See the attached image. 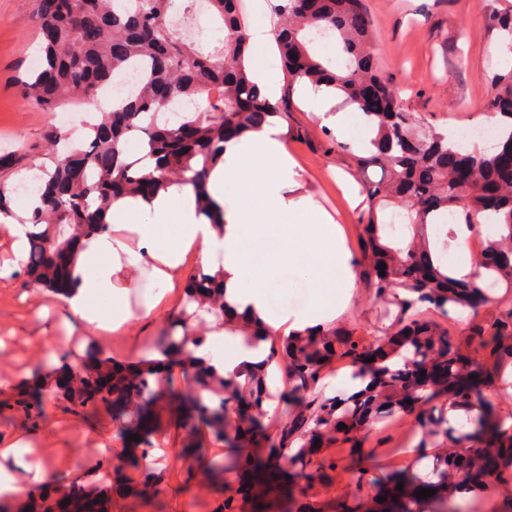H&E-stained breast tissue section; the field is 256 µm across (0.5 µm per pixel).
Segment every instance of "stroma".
Returning a JSON list of instances; mask_svg holds the SVG:
<instances>
[{"instance_id":"35a3bbf8","label":"stroma","mask_w":512,"mask_h":512,"mask_svg":"<svg viewBox=\"0 0 512 512\" xmlns=\"http://www.w3.org/2000/svg\"><path fill=\"white\" fill-rule=\"evenodd\" d=\"M376 34L375 62L395 88L399 101L438 131H460L483 123L486 101L494 93L493 74L512 65L495 50L504 36L493 18L512 15V0H364ZM35 0H0V156L16 165H39L47 152V132L53 120L25 104L18 75L39 68L41 57ZM253 68H265L278 77L283 114L276 124L289 153L301 168L306 189L339 224L345 246L354 260L362 258L360 208L351 207L336 182L347 174L357 185L378 179L379 169L356 170L352 155L360 141L337 145L319 117L304 105L292 88L278 51L253 54ZM8 240L0 238V441H27L34 457L48 462L60 481L78 479L90 494L103 487V473L112 459L101 447L129 448L127 419L102 406L94 414L69 408L55 396L52 386L38 380L66 363L67 352L94 349L113 363L134 366L157 353L172 320L181 310L185 288L166 296L165 309L155 319L131 322L121 334L86 336L80 322L53 298L51 291L32 287L23 268L13 267ZM503 289H495L493 302L480 310L439 319L454 344L470 351L478 346L472 328L499 314ZM380 308L367 285H360L334 328L372 336L383 327ZM39 391L38 402L24 408L22 400ZM149 462L160 478V496L131 499L116 494L109 512H221L226 484H211L196 467V456L186 454L187 429L173 409L162 412L149 433ZM418 442L413 416L399 415L374 426L360 441L358 455L368 470L362 486L352 480L353 462L347 450L323 448L335 457L334 482L315 486L314 503L341 508L355 493L373 499L381 475L412 469L407 449Z\"/></svg>"}]
</instances>
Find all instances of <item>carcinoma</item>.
Returning a JSON list of instances; mask_svg holds the SVG:
<instances>
[{
    "label": "carcinoma",
    "mask_w": 512,
    "mask_h": 512,
    "mask_svg": "<svg viewBox=\"0 0 512 512\" xmlns=\"http://www.w3.org/2000/svg\"><path fill=\"white\" fill-rule=\"evenodd\" d=\"M198 3L221 22L224 37L213 51H204L169 23L173 15L190 17ZM270 9L289 80L336 88L347 102L361 104L373 123L370 155L354 156L359 170L381 171L364 187L369 206L360 218L359 267L388 325L369 341L336 329L306 328L278 344L266 338L256 320H226L224 330L241 336L244 346L263 358L223 374L195 355L207 337L188 332L187 321L219 320L227 309L220 276L200 274L188 285L182 311L162 340L164 359H146L116 378L111 360L89 350L84 354L92 359L89 369L62 374L56 386L83 409L129 407L144 429L164 374L179 368L191 385L181 398L190 426L203 424L211 439L232 448H264L261 458L244 457L247 488L262 496L285 470L302 481L288 512H322L307 502L308 490L336 479V461L317 456L314 442L354 452L365 430L388 416L414 413L417 447L433 458L428 480L414 484L391 477L381 493L384 502L364 512H476L477 498L494 483L512 479V411L490 410L481 388L482 376L502 375L512 365V302L500 317L475 329L483 353L479 360L448 341L433 316L483 307L496 287L512 294V165L504 160L512 155V70L494 75L495 93L486 107L499 138L497 150L468 149L396 108V95L374 63L375 34L363 0H313L306 14L295 0H273ZM36 15L46 67L21 81L23 98L49 113L93 104L100 119L88 127L80 146L50 152V164L42 167L38 202L26 219L37 228L29 234L25 265L31 281L53 292L65 290L73 266L62 271L48 265L46 247L63 243L76 229L87 237L106 232L112 204L125 197L148 200L173 186H190L198 210L211 223H224V207L207 189L210 173L224 162V144L281 115L248 70V21L241 0H62L57 12L38 9ZM318 35L335 40L341 57L336 66L314 54ZM134 66L142 67V76L103 105L112 77ZM163 87L172 93L165 105L159 98ZM185 98L196 101L195 108L177 124L146 122ZM183 126L192 130L187 140L177 137ZM389 208L405 224L400 236L379 220ZM446 213L462 214L470 226L490 217L499 224V233L483 240L484 272L477 282L444 272L447 241L429 240L428 226ZM383 263L385 280L378 276ZM266 341L270 346L264 350L260 345ZM371 349L373 362L368 361ZM341 359L355 365L352 380L360 388L327 396L320 389L324 371ZM277 370L288 379L293 403L282 411L278 432L267 435L260 421L271 410L269 381ZM450 408L468 413V425L451 423ZM106 478L128 492H161L152 472L135 490L119 464ZM422 488L436 493L416 497ZM62 492L63 501L33 500L27 512L98 507L75 485Z\"/></svg>",
    "instance_id": "carcinoma-1"
}]
</instances>
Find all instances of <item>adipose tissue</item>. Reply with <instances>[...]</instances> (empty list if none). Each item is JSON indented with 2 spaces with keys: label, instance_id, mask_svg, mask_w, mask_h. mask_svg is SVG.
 Returning a JSON list of instances; mask_svg holds the SVG:
<instances>
[{
  "label": "adipose tissue",
  "instance_id": "ef3b65f1",
  "mask_svg": "<svg viewBox=\"0 0 512 512\" xmlns=\"http://www.w3.org/2000/svg\"><path fill=\"white\" fill-rule=\"evenodd\" d=\"M306 103L337 136L371 129L366 115L343 105L333 88L302 86ZM298 164L278 127L266 124L231 140L224 162L210 175L208 189L225 202L224 188L236 183L239 196L227 202L223 224L199 214L191 188H172L152 201L126 198L113 204L119 218L111 233L86 240L79 250L73 285L60 299L84 324L101 334L124 329L152 315L164 292L181 281L185 259L196 255L204 273L223 274L227 299L249 310L273 330L326 327L346 307L359 279L338 224L308 196L300 195ZM158 294L132 309L129 296L141 279ZM17 443L0 448V498L22 490L21 473L46 479L38 464L23 472L4 466L20 459Z\"/></svg>",
  "mask_w": 512,
  "mask_h": 512
}]
</instances>
